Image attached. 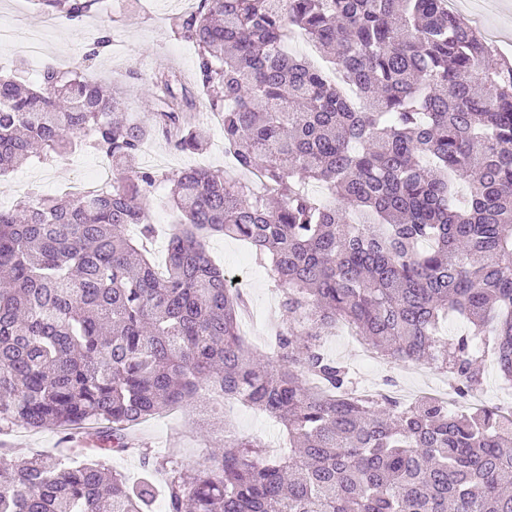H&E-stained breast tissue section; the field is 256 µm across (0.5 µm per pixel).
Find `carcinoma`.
Masks as SVG:
<instances>
[{"label": "carcinoma", "instance_id": "cac0c4a2", "mask_svg": "<svg viewBox=\"0 0 512 512\" xmlns=\"http://www.w3.org/2000/svg\"><path fill=\"white\" fill-rule=\"evenodd\" d=\"M96 3L38 0L70 21ZM173 26L196 47V82H164L139 122L74 71L33 87L0 73V175L85 149L117 173L107 190L0 208V435L53 426L96 443L0 472V512H149L158 476L167 512H512V415L361 395L322 344L348 324L464 396L483 382L479 339L512 384V64L448 0H199ZM291 28L330 69L288 50ZM203 104L243 178L174 176L161 275L126 233L151 238L146 196L168 179L139 159L159 133L202 150ZM213 235L270 259L286 321L268 354L239 332L246 301ZM450 314L469 331L445 346ZM201 390L276 418L285 453L226 435L189 469L144 449L137 427ZM129 452L134 483L102 462Z\"/></svg>", "mask_w": 512, "mask_h": 512}]
</instances>
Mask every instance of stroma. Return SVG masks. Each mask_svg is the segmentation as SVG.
Listing matches in <instances>:
<instances>
[{
  "mask_svg": "<svg viewBox=\"0 0 512 512\" xmlns=\"http://www.w3.org/2000/svg\"><path fill=\"white\" fill-rule=\"evenodd\" d=\"M457 10L485 36L498 37L501 46L512 43V0H455ZM185 0H125L122 11L110 13L109 0H99L95 11L79 22H70L40 13L33 0H0V23H13L19 28L44 35L39 62H27L20 81L35 83L40 68L60 67L69 62L85 68L89 79L104 86L126 89L124 110L129 119L139 121L154 111L150 91L155 77L177 75L185 86H192L197 55L194 47L180 39L171 29L175 12L185 8ZM111 30L113 41L91 64L83 57L104 30ZM209 141L200 153L174 151L162 136L153 137L141 157L143 166L175 174L189 166L214 170H230L232 162L224 153V131L220 120L204 121ZM107 162L93 151H83L50 163L33 161L0 176V207L8 209L31 191L55 196L66 192L73 183H90ZM170 185L162 182L151 191L148 204L151 218L158 229L152 257L162 258L167 233L174 220L169 207ZM207 249L223 267L228 277H240L241 287L252 308L254 334L248 342L265 349L267 321L281 323V311L271 303L278 289L268 272L267 258L257 256L244 242L216 235L207 241ZM328 353L352 368L357 377L375 387L383 381L396 383L399 390L422 392L446 386L447 381L429 366L403 361L364 362L356 348L342 339L329 337ZM254 438L270 445H284L282 427L275 419L235 401H226L221 422L208 426L195 406L187 405L174 413L146 420L139 428L143 442L155 451H177L185 466L195 467L205 459L214 436L224 431ZM7 452H0V471L20 457L35 454H65L69 445L62 433L53 427L37 432L14 429L5 437Z\"/></svg>",
  "mask_w": 512,
  "mask_h": 512,
  "instance_id": "stroma-1",
  "label": "stroma"
}]
</instances>
